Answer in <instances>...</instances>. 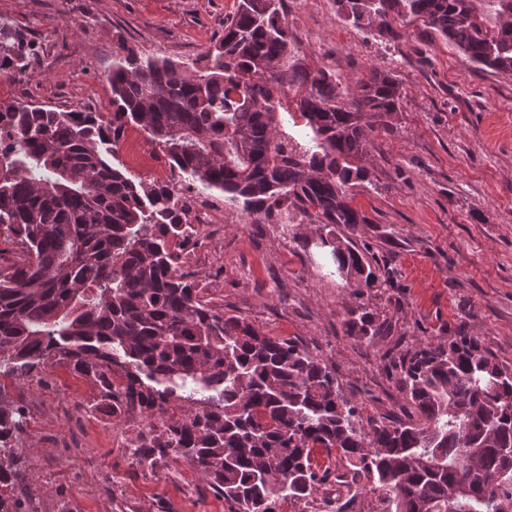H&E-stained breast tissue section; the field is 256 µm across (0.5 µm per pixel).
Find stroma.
Here are the masks:
<instances>
[{"label":"stroma","mask_w":512,"mask_h":512,"mask_svg":"<svg viewBox=\"0 0 512 512\" xmlns=\"http://www.w3.org/2000/svg\"><path fill=\"white\" fill-rule=\"evenodd\" d=\"M237 0H0V19L30 44L24 69L0 75V100L108 113L106 74L118 43L189 62L224 33ZM286 20L306 63L331 65L343 85L370 68L405 90L378 132L367 181L351 204L369 219L352 242L384 261L392 285L331 274L292 233L310 225L248 224L220 200L224 230L205 236L192 268L225 312L270 336L297 338L336 370L362 416L403 419L412 407L388 368L428 339L477 337L512 369V74L484 70L421 21L393 20L396 37L340 20L333 0H287ZM362 307L391 331L373 344L347 336ZM24 408L25 492L39 512H229L185 459L144 468L115 436L121 421L90 410L95 387L58 366L42 381L6 380Z\"/></svg>","instance_id":"1"}]
</instances>
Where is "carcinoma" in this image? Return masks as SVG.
I'll return each mask as SVG.
<instances>
[{"instance_id":"carcinoma-1","label":"carcinoma","mask_w":512,"mask_h":512,"mask_svg":"<svg viewBox=\"0 0 512 512\" xmlns=\"http://www.w3.org/2000/svg\"><path fill=\"white\" fill-rule=\"evenodd\" d=\"M334 0L356 29L392 35L420 20L470 61L512 73V0ZM286 0H238L224 35L190 63L121 43L107 74L112 112L0 102V379L65 366L97 390L93 408L149 422L132 455L184 458L230 512H273L338 481L375 486L380 512H512V372L473 336L424 340L388 366L414 413L363 422L336 371L298 340L224 312L184 267L201 232L179 215L171 182L112 165L136 127L162 147L172 182L242 205L248 224L310 219L339 276L371 286L376 256L339 229L369 223L348 189L368 178L369 133L399 111L403 86L373 68L350 90L328 66L295 57ZM29 61L23 34L0 21V74ZM297 97L307 144L283 130ZM348 335L371 344L385 325L350 310ZM0 383V486L24 474V414ZM0 512H31L0 491Z\"/></svg>"}]
</instances>
